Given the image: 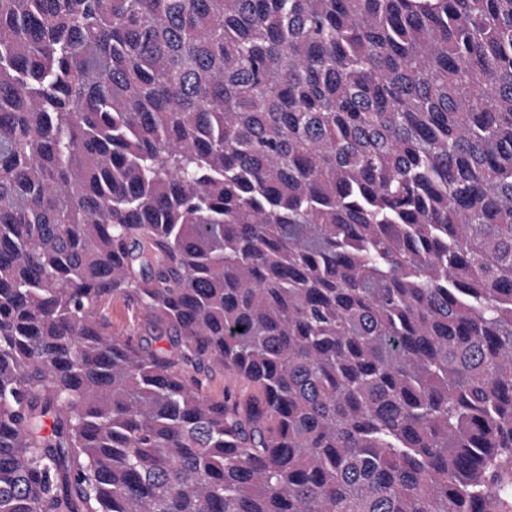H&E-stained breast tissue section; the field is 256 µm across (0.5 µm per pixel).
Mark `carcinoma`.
<instances>
[{
  "label": "carcinoma",
  "instance_id": "cac0c4a2",
  "mask_svg": "<svg viewBox=\"0 0 512 512\" xmlns=\"http://www.w3.org/2000/svg\"><path fill=\"white\" fill-rule=\"evenodd\" d=\"M0 512H512V0H0ZM98 313L109 322L112 332L121 336H130L135 340L142 338L143 315L123 299L106 301L99 307ZM224 388L236 393L238 397L244 398L248 395L250 388L247 383L224 371V374L214 375L208 391L212 395L221 396L224 394Z\"/></svg>",
  "mask_w": 512,
  "mask_h": 512
}]
</instances>
